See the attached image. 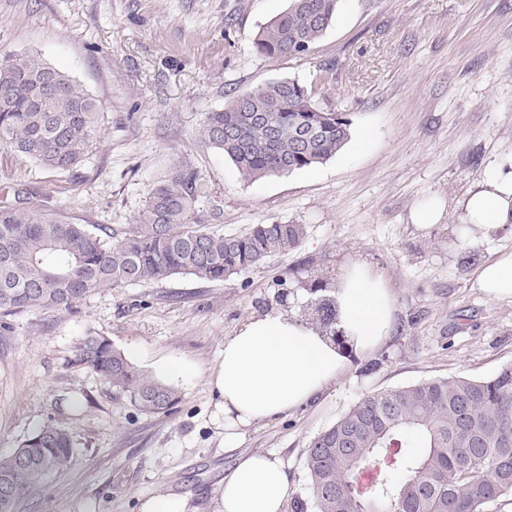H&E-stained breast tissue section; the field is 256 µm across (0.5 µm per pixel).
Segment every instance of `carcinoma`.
Returning <instances> with one entry per match:
<instances>
[{
  "label": "carcinoma",
  "instance_id": "cac0c4a2",
  "mask_svg": "<svg viewBox=\"0 0 512 512\" xmlns=\"http://www.w3.org/2000/svg\"><path fill=\"white\" fill-rule=\"evenodd\" d=\"M340 0H291L257 32L263 57L305 55L336 19ZM0 143L42 168L80 165L98 137L97 106L69 76L28 54H0ZM351 121L322 107L313 85L269 82L204 113L202 142L221 150L242 181L288 175L324 163L351 137ZM206 194L188 164L173 167L123 228L65 222L26 205L0 202V335L10 319L58 311L72 317L89 294L172 276L218 282L295 251L303 224H253L224 235L196 223ZM336 285L318 278L301 310L334 345ZM72 364L96 373L112 392L148 415L180 402L173 387L143 373L109 338L87 329ZM74 440L50 416L10 453L0 455V512L66 473ZM314 512H485L512 496V365L488 379L450 376L365 395L311 442L305 459Z\"/></svg>",
  "mask_w": 512,
  "mask_h": 512
}]
</instances>
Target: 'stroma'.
<instances>
[{"mask_svg":"<svg viewBox=\"0 0 512 512\" xmlns=\"http://www.w3.org/2000/svg\"><path fill=\"white\" fill-rule=\"evenodd\" d=\"M290 0H0V53H33L80 83L99 110L100 138L70 172H50L0 144V201L14 196L77 224L123 227L175 165L207 194L197 219L237 234L253 224H302L294 252L221 282L175 276L88 296L78 318H13L0 336V454L48 417L77 451L23 512H140L158 494L186 512H218L241 452L279 453L285 512H313L305 469L311 440L363 394L456 375L485 379L512 364V300L476 286L479 269L512 252V224L457 234L459 206L486 173L512 171V0H341L306 55L262 57L259 28ZM321 106L347 113L351 139L327 162L251 184L199 139L204 113L232 92L308 83L322 68ZM444 202L438 224L416 207ZM361 257L394 291V331L322 395L228 441L208 376L242 319L299 309L312 280ZM286 302H279V294ZM108 336L140 369L182 363L173 413L147 415L92 371L71 366L85 329ZM80 400L71 410V400Z\"/></svg>","mask_w":512,"mask_h":512,"instance_id":"stroma-1","label":"stroma"}]
</instances>
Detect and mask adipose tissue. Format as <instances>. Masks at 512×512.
Wrapping results in <instances>:
<instances>
[{"mask_svg":"<svg viewBox=\"0 0 512 512\" xmlns=\"http://www.w3.org/2000/svg\"><path fill=\"white\" fill-rule=\"evenodd\" d=\"M462 233L488 231L512 219V171L485 176L462 201ZM477 286L489 298L512 299V252L486 263ZM339 326L364 355L391 335L395 299L385 274L356 258L336 282ZM349 359L295 312L255 314L224 339V353L209 375L225 437L305 405L347 371ZM288 479L272 452L241 457L220 490V512H282Z\"/></svg>","mask_w":512,"mask_h":512,"instance_id":"adipose-tissue-1","label":"adipose tissue"}]
</instances>
